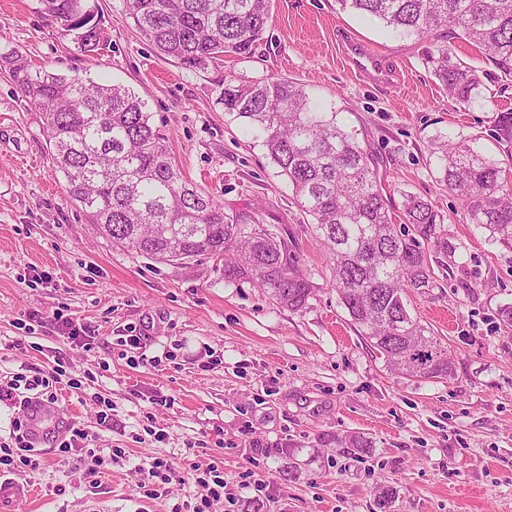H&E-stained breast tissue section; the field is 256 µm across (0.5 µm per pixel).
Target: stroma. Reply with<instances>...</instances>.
Returning <instances> with one entry per match:
<instances>
[{
  "label": "stroma",
  "mask_w": 512,
  "mask_h": 512,
  "mask_svg": "<svg viewBox=\"0 0 512 512\" xmlns=\"http://www.w3.org/2000/svg\"><path fill=\"white\" fill-rule=\"evenodd\" d=\"M97 7L109 41L86 57L38 0H0V52L134 89L182 174L239 223L285 241L314 291L289 311L250 283L226 284L222 261L160 264L113 246L70 199L41 111L0 74V385L63 362L81 386L59 390L57 406L87 435L66 466L55 443L41 445L43 465L26 475L35 497L17 512H192L214 469L224 496L209 512H512V331L498 317L512 306V245L467 223L433 152L440 136L466 137L512 171V153L490 136L497 113L512 111V75L459 47L480 85L458 108L425 67L424 44L335 0H272L250 54L186 70L146 43L122 0ZM348 39L397 76L377 83L354 70ZM271 77L335 107L393 209L412 194L444 215L453 254L436 288L409 300L447 343L452 377L390 371L340 305L311 217L219 102L225 84ZM60 309L81 337L58 330ZM104 400L107 427L97 421ZM353 434L368 449L342 447ZM155 458L174 471L147 496L139 466ZM382 485L393 491L383 509Z\"/></svg>",
  "instance_id": "1"
}]
</instances>
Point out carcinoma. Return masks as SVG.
<instances>
[{
  "label": "carcinoma",
  "instance_id": "cac0c4a2",
  "mask_svg": "<svg viewBox=\"0 0 512 512\" xmlns=\"http://www.w3.org/2000/svg\"><path fill=\"white\" fill-rule=\"evenodd\" d=\"M75 49L105 43L89 0H39ZM342 12L377 19L394 35L429 42L424 64L464 108L477 69L457 56L463 43L512 74V0H336ZM125 15L166 59L191 70L225 55H246L261 39L271 0H123ZM5 72L44 117L51 158L68 192L99 233L162 263L224 257V281L249 282L270 302L303 308L312 285L296 257L265 229L246 230L213 197L184 179L153 122L148 103L120 84L36 70L19 54H0ZM219 103L262 139L297 202L329 246L332 288L361 336L403 376L446 379L453 362L442 339L408 310V291L437 287L448 246L445 217L404 195L391 211L354 134L285 78L229 85ZM494 139L512 147V112L496 117ZM441 181L465 219L495 242L512 244V184L474 142L452 136L437 147Z\"/></svg>",
  "mask_w": 512,
  "mask_h": 512
}]
</instances>
